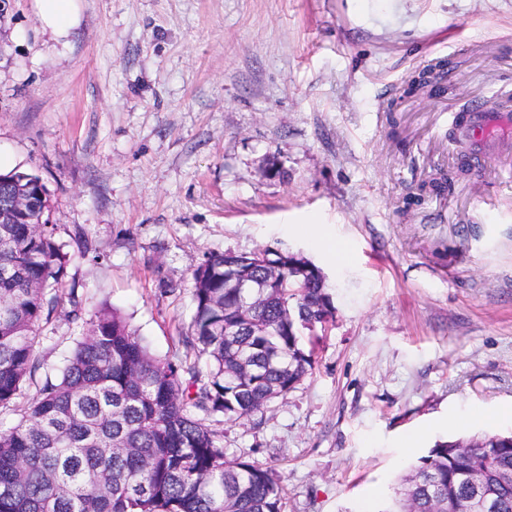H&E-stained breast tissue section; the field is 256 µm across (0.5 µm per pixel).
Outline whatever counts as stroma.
Here are the masks:
<instances>
[{
	"label": "stroma",
	"mask_w": 512,
	"mask_h": 512,
	"mask_svg": "<svg viewBox=\"0 0 512 512\" xmlns=\"http://www.w3.org/2000/svg\"><path fill=\"white\" fill-rule=\"evenodd\" d=\"M440 59L447 93L407 94ZM489 100L512 109V0H83L65 45L0 0V154L46 186L80 301L45 372L104 303L185 359L209 254L295 255L333 321L224 455L283 512H387L436 442L512 432V127L466 175L452 140Z\"/></svg>",
	"instance_id": "obj_1"
}]
</instances>
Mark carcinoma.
I'll list each match as a JSON object with an SVG mask.
<instances>
[{"label": "carcinoma", "instance_id": "obj_1", "mask_svg": "<svg viewBox=\"0 0 512 512\" xmlns=\"http://www.w3.org/2000/svg\"><path fill=\"white\" fill-rule=\"evenodd\" d=\"M41 178L0 173V512H282V486L259 462L228 461L224 434L193 413L249 421L312 370L301 333L325 330L333 306L318 268L293 255L213 253L194 273V314L184 344L196 361L149 351L127 318L104 305L73 340L55 376L32 398L43 367L42 324L75 289L70 256L50 223ZM43 192L34 224H10L8 200ZM254 287L239 288L241 276ZM206 359V369L198 360ZM471 470L512 512V435L439 441L395 490L396 512H443L468 500Z\"/></svg>", "mask_w": 512, "mask_h": 512}]
</instances>
